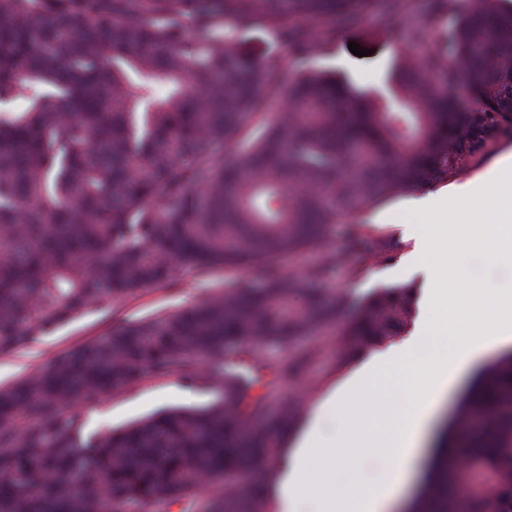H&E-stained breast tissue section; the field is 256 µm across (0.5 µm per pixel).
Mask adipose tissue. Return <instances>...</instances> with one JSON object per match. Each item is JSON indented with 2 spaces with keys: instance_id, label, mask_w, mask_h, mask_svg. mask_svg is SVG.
<instances>
[{
  "instance_id": "1",
  "label": "adipose tissue",
  "mask_w": 512,
  "mask_h": 512,
  "mask_svg": "<svg viewBox=\"0 0 512 512\" xmlns=\"http://www.w3.org/2000/svg\"><path fill=\"white\" fill-rule=\"evenodd\" d=\"M497 211L500 223L490 225L480 236L466 235L467 245L479 251L490 266L512 267V254L500 251L501 243L512 240V182L491 176L483 185L458 191L452 203L428 196L417 206L433 212L439 223H468L476 206ZM435 339L436 358L430 369L417 378V396L412 407L393 410L368 420L358 419L344 393L325 398L315 409L305 436L287 450L276 489L275 512H390L411 475L419 443L434 415L439 396L448 389V365L457 370L475 366L494 348L512 347V305L488 298L461 327H451L427 316L423 332L410 336L397 349L379 354L359 372L367 386V397H378L396 386L399 364L409 358L421 335ZM375 427L385 428L378 453L385 456L384 468L373 474L364 471L365 451L357 434ZM329 463L317 473L312 458Z\"/></svg>"
}]
</instances>
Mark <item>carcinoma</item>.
Wrapping results in <instances>:
<instances>
[{
	"label": "carcinoma",
	"mask_w": 512,
	"mask_h": 512,
	"mask_svg": "<svg viewBox=\"0 0 512 512\" xmlns=\"http://www.w3.org/2000/svg\"><path fill=\"white\" fill-rule=\"evenodd\" d=\"M411 0H0V355L130 294L224 272L187 310L127 322L0 388V512H171L203 486L196 512H270L265 496L318 350L295 341L339 326L336 368L408 328L412 283L353 305L327 268L278 261L324 248L347 219L349 274L391 259L367 214L448 180L512 127V11L434 0L458 14L453 50L404 26ZM389 21L407 55L390 99L352 93L240 53L261 26L287 55L336 38V21ZM245 144L230 161L224 148ZM275 348L272 361L267 351ZM214 389L121 430L85 432L77 405L187 370ZM466 512H512V351L480 373L442 427L411 512H448V463ZM248 475L236 491L223 478Z\"/></svg>",
	"instance_id": "obj_1"
}]
</instances>
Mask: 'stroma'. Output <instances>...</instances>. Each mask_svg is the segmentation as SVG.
Listing matches in <instances>:
<instances>
[{
    "label": "stroma",
    "mask_w": 512,
    "mask_h": 512,
    "mask_svg": "<svg viewBox=\"0 0 512 512\" xmlns=\"http://www.w3.org/2000/svg\"><path fill=\"white\" fill-rule=\"evenodd\" d=\"M357 43L368 54H352L349 43ZM239 52L255 59L282 58L288 75L303 71L326 72L347 80L353 90L384 94L388 91V75L399 62L405 50L404 43L396 41L387 22L369 19L357 24L343 25L336 41L318 45L307 55L283 56L276 36L267 29L256 27L240 32L237 38ZM512 157V135L499 136L496 147L481 163L462 170L448 181L419 188L394 198L371 215L373 224L388 232L394 240L390 261L380 264L364 281L350 278L347 264L333 267L329 287L349 292L360 299L372 289L413 282L420 288V304L431 299L430 273L432 261L421 247V236L429 227V216L414 209L416 200L434 195L448 197L457 189L484 179L502 161ZM224 286L223 274H201L194 266H186L179 281L172 285L147 288L125 299L93 309L40 337L26 348L9 355H0V386L16 383L32 371L41 369L58 354L74 350L84 343L103 336L113 327L136 321L160 312L190 308ZM320 348V355L311 364L307 375L288 387L289 395L305 397V410L331 390L347 386L355 376L357 365L336 366V331L326 328L310 343H299V350L307 346ZM472 379L471 374L457 377L453 386L439 401L431 425L421 443L411 479L402 496L410 498L418 488L427 467L436 435L446 419L451 418L461 395ZM214 399L213 392L194 386L186 380L172 376L161 380H148L124 392H107L98 399L80 407L87 430L119 428L157 411L178 407H202Z\"/></svg>",
    "instance_id": "obj_1"
}]
</instances>
